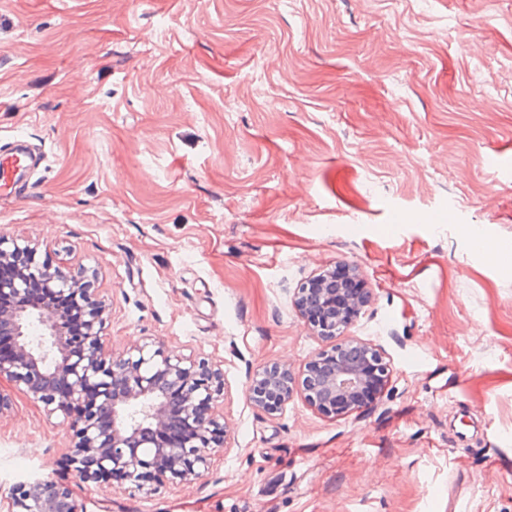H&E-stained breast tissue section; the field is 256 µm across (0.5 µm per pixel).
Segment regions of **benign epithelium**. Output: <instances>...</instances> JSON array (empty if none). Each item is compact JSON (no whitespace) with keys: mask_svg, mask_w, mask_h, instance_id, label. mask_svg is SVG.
<instances>
[{"mask_svg":"<svg viewBox=\"0 0 512 512\" xmlns=\"http://www.w3.org/2000/svg\"><path fill=\"white\" fill-rule=\"evenodd\" d=\"M38 247L0 235V266L24 259L9 278H0V335L11 337L0 353L5 376L59 413L72 430L69 463L80 483H99L120 474L121 484L152 492L168 483L195 480L224 451L219 400L224 372L203 359L169 353L145 342L116 353L103 335L107 304L87 271L50 267L37 259ZM346 279L326 267L303 282L294 304L312 335L339 339L311 359L301 376L286 366L258 369L248 387L250 400L269 414L295 394L319 413L338 417L367 407L361 390L378 384L381 397L390 381L385 351L350 334L374 299L355 263L344 264ZM43 298L31 296L32 286ZM68 299L70 309L60 305ZM78 313L85 342L67 341L65 323ZM16 512H84L72 489L36 480L13 498Z\"/></svg>","mask_w":512,"mask_h":512,"instance_id":"obj_1","label":"benign epithelium"}]
</instances>
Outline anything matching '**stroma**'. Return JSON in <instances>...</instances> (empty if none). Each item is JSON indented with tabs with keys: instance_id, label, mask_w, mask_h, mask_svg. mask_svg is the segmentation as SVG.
Listing matches in <instances>:
<instances>
[{
	"instance_id": "1",
	"label": "stroma",
	"mask_w": 512,
	"mask_h": 512,
	"mask_svg": "<svg viewBox=\"0 0 512 512\" xmlns=\"http://www.w3.org/2000/svg\"><path fill=\"white\" fill-rule=\"evenodd\" d=\"M38 157L0 234L94 273L115 351L224 372L226 448L152 493L78 483L72 432L7 378L0 512H512V0H0V145ZM360 265L384 395L268 414L266 364L326 343L293 306ZM11 512H85L72 489L54 480H36L13 498Z\"/></svg>"
}]
</instances>
